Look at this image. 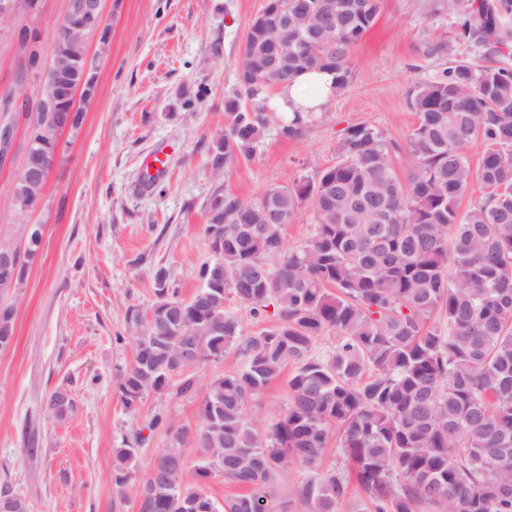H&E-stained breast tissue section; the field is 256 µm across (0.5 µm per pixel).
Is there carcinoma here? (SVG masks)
Wrapping results in <instances>:
<instances>
[{
    "label": "carcinoma",
    "instance_id": "carcinoma-1",
    "mask_svg": "<svg viewBox=\"0 0 512 512\" xmlns=\"http://www.w3.org/2000/svg\"><path fill=\"white\" fill-rule=\"evenodd\" d=\"M457 11L463 38L486 65L461 61L422 85L412 107L417 124L408 149L412 170L401 180L382 135L366 125L340 139L337 161L312 180L274 185L257 203L233 195L211 206V257L188 299L170 289L160 267L148 313L127 312L132 363L116 382L126 407L152 392L195 387L190 371L231 349L239 367L203 388L195 427L153 428L171 446L139 474V449L116 450L117 495L141 512H336L350 477L365 493L363 512H512V68L495 58L512 52V0H443ZM381 0H266L265 12H288L293 25L272 52V29L256 17L236 62L239 91L226 101L227 128L210 150L217 175L250 158L267 130L268 92L260 65L279 58L284 83L303 70L336 74L349 84L353 46L374 25ZM26 67L40 63L38 38L19 32ZM31 118L29 159L57 153L56 113L24 103ZM481 146L472 171L469 146ZM479 182L483 194L465 212L460 199ZM316 224L304 243L283 232L304 203ZM224 225L220 241L216 225ZM42 225L26 234L18 273L0 267V352L13 342L16 308L9 281L20 284L38 256ZM235 299L260 320L249 332L226 305ZM332 330L335 343L314 344ZM288 404L265 419L254 397L288 365ZM67 390L51 394L56 419L75 409ZM353 467L322 464L331 429ZM201 451L194 481L184 477V447ZM292 462L312 474L283 492ZM217 474L242 492L215 503Z\"/></svg>",
    "mask_w": 512,
    "mask_h": 512
}]
</instances>
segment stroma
<instances>
[{"instance_id": "obj_1", "label": "stroma", "mask_w": 512, "mask_h": 512, "mask_svg": "<svg viewBox=\"0 0 512 512\" xmlns=\"http://www.w3.org/2000/svg\"><path fill=\"white\" fill-rule=\"evenodd\" d=\"M265 0H105L110 26L98 58L93 98L78 131L60 137L61 161L50 173L37 208L19 214L11 185L25 156V98L35 97L49 65L67 0H38L34 10L0 19V125L12 123L0 156V240L15 241L24 224L43 227L38 258L11 300L14 342L0 353V485H9L29 512H137L134 498L112 487L115 451L138 443V466L169 447L162 430H147L163 414L174 426L198 421L199 388L235 370L233 351L205 363L197 392L149 393L128 410L115 386L133 360L131 342H116L129 307L155 300L157 266L171 288L190 297L200 265L211 255L205 232L210 206L230 194L261 200L272 185L289 184L335 163L347 128L366 125L387 143L391 166L408 178V140L417 117L418 88L457 61L480 63L460 34L455 12L438 0H382L375 24L353 47L350 83L315 113L301 133L284 137L283 113L253 157L214 174L211 144L227 127L225 101L238 90L234 63ZM34 31L41 65L26 66L21 28ZM442 46V53L429 49ZM168 152L162 175L149 178L143 159ZM68 389L77 403L68 418L45 411L53 391Z\"/></svg>"}]
</instances>
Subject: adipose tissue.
<instances>
[{"instance_id":"ef3b65f1","label":"adipose tissue","mask_w":512,"mask_h":512,"mask_svg":"<svg viewBox=\"0 0 512 512\" xmlns=\"http://www.w3.org/2000/svg\"><path fill=\"white\" fill-rule=\"evenodd\" d=\"M335 78L326 71H303L281 84L272 101L277 112H316L330 100L336 89Z\"/></svg>"}]
</instances>
